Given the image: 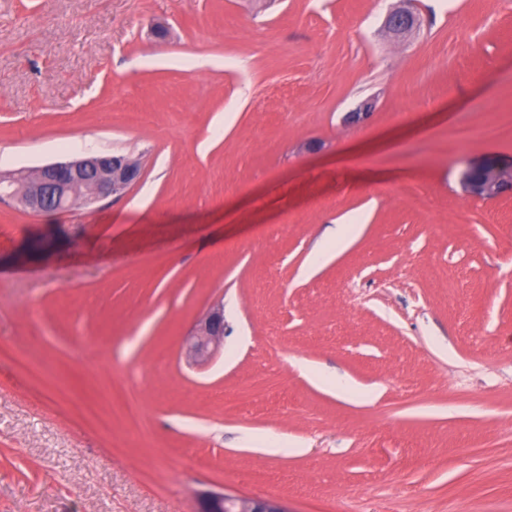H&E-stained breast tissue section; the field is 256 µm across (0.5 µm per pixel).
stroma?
Listing matches in <instances>:
<instances>
[{
  "instance_id": "1",
  "label": "stroma",
  "mask_w": 512,
  "mask_h": 512,
  "mask_svg": "<svg viewBox=\"0 0 512 512\" xmlns=\"http://www.w3.org/2000/svg\"><path fill=\"white\" fill-rule=\"evenodd\" d=\"M396 2L0 0V171L142 160L93 210L0 203V512H512V193L459 182L512 138L454 137L512 121V0H414L400 41ZM416 25V16L407 7H400L390 12L386 18L385 27L396 39L409 34ZM224 338V312L213 308L198 322L193 334L185 341L188 359L196 363L210 360L217 352ZM201 512H288L276 499L252 498L209 492L202 497Z\"/></svg>"
}]
</instances>
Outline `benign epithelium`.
<instances>
[{
  "label": "benign epithelium",
  "instance_id": "1",
  "mask_svg": "<svg viewBox=\"0 0 512 512\" xmlns=\"http://www.w3.org/2000/svg\"><path fill=\"white\" fill-rule=\"evenodd\" d=\"M416 16L407 7L390 12L385 27L396 39L409 34ZM141 176V162L124 154L101 153L55 161L24 169L0 172V202L13 203L32 213L90 209L109 197H120ZM464 188L479 197L496 198L512 189V166L488 157L468 164L461 172ZM224 338V312L217 307L198 322L185 341L188 359L210 360ZM201 512H288L278 500L209 492L202 497Z\"/></svg>",
  "mask_w": 512,
  "mask_h": 512
}]
</instances>
